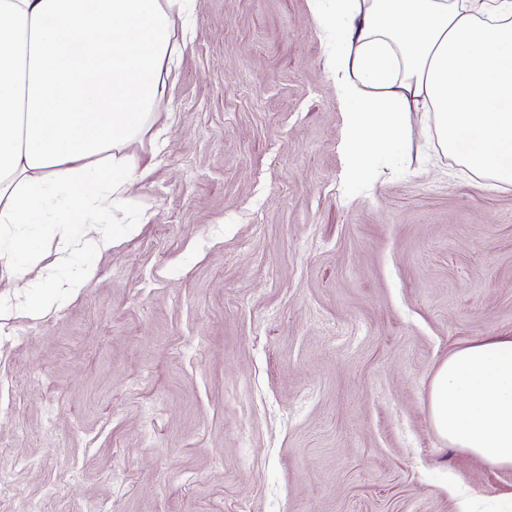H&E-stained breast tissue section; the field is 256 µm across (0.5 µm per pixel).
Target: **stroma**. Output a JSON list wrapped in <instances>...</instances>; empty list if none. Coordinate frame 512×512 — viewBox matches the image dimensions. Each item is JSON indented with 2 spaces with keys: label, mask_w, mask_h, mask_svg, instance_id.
Instances as JSON below:
<instances>
[{
  "label": "stroma",
  "mask_w": 512,
  "mask_h": 512,
  "mask_svg": "<svg viewBox=\"0 0 512 512\" xmlns=\"http://www.w3.org/2000/svg\"><path fill=\"white\" fill-rule=\"evenodd\" d=\"M102 252L0 229V512H512L435 431L449 352L512 334V186L411 117L345 172L314 0H191ZM31 237L36 265L7 255ZM80 277L60 302L47 275Z\"/></svg>",
  "instance_id": "35a3bbf8"
}]
</instances>
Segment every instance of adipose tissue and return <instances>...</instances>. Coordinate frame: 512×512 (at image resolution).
Segmentation results:
<instances>
[{
    "mask_svg": "<svg viewBox=\"0 0 512 512\" xmlns=\"http://www.w3.org/2000/svg\"><path fill=\"white\" fill-rule=\"evenodd\" d=\"M330 70L345 105L348 172L400 152L410 113L475 176L512 185V0H331ZM183 0H0V228L82 227L128 191L124 150L154 122ZM438 435L512 466V336L478 339L436 369Z\"/></svg>",
    "mask_w": 512,
    "mask_h": 512,
    "instance_id": "ef3b65f1",
    "label": "adipose tissue"
}]
</instances>
